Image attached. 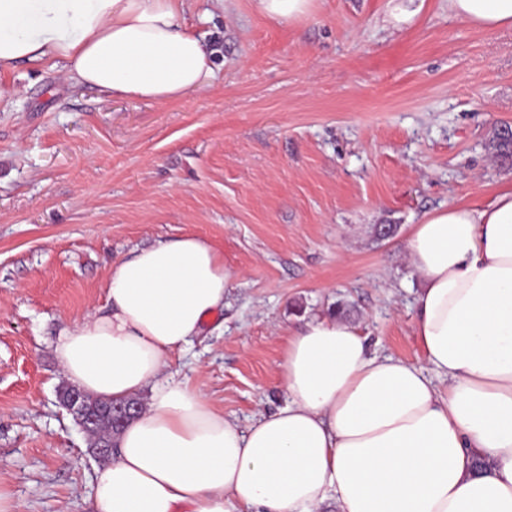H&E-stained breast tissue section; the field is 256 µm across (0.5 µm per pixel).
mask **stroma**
Instances as JSON below:
<instances>
[{
  "instance_id": "stroma-1",
  "label": "stroma",
  "mask_w": 512,
  "mask_h": 512,
  "mask_svg": "<svg viewBox=\"0 0 512 512\" xmlns=\"http://www.w3.org/2000/svg\"><path fill=\"white\" fill-rule=\"evenodd\" d=\"M315 0L288 23L254 0H185L215 77L158 103L69 87L51 62L0 71V486L18 512H93L88 440L51 346L106 309L111 265L197 236L234 276L170 372L248 424L283 405L300 324L343 310L372 351L412 363V224L486 201L512 166V30L489 34L425 0ZM393 224L381 240L377 225Z\"/></svg>"
}]
</instances>
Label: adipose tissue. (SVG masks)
I'll list each match as a JSON object with an SVG mask.
<instances>
[{
    "label": "adipose tissue",
    "instance_id": "obj_1",
    "mask_svg": "<svg viewBox=\"0 0 512 512\" xmlns=\"http://www.w3.org/2000/svg\"><path fill=\"white\" fill-rule=\"evenodd\" d=\"M183 2L0 0V70L53 60L75 87L182 99L214 76ZM446 2L473 28L512 30V0ZM406 248L424 365L312 319L286 342L285 405L247 426L166 372L224 306L223 254L185 236L112 266L106 311L53 347L85 393L148 396L95 471L94 512H512V182L425 214Z\"/></svg>",
    "mask_w": 512,
    "mask_h": 512
}]
</instances>
